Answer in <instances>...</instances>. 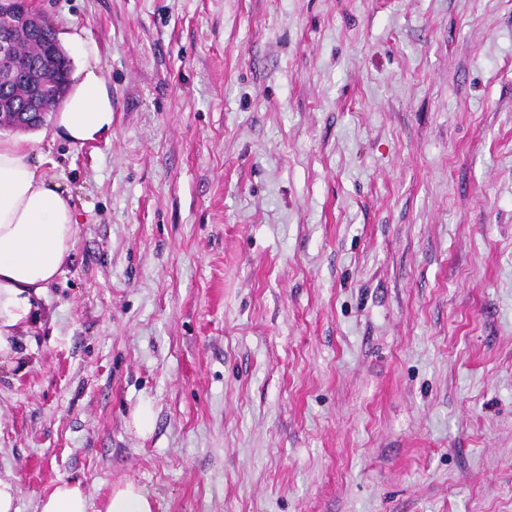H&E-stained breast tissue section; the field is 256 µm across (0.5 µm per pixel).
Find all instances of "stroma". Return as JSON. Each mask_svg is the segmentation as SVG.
Listing matches in <instances>:
<instances>
[{
  "instance_id": "stroma-1",
  "label": "stroma",
  "mask_w": 512,
  "mask_h": 512,
  "mask_svg": "<svg viewBox=\"0 0 512 512\" xmlns=\"http://www.w3.org/2000/svg\"><path fill=\"white\" fill-rule=\"evenodd\" d=\"M31 6L112 129L27 133L79 224L0 366L17 512H512V0ZM129 429L138 437L145 438L153 431V407L150 399H142L130 414ZM38 512H88L85 489L80 483L62 481L40 501ZM104 512H154V502L134 481L112 487Z\"/></svg>"
}]
</instances>
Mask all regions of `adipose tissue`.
<instances>
[{"label":"adipose tissue","instance_id":"obj_1","mask_svg":"<svg viewBox=\"0 0 512 512\" xmlns=\"http://www.w3.org/2000/svg\"><path fill=\"white\" fill-rule=\"evenodd\" d=\"M112 128V95L92 54L55 117V133L73 145ZM34 155L27 137L0 138V356L13 354L22 329L36 322L37 300L68 262L77 233L72 196Z\"/></svg>","mask_w":512,"mask_h":512}]
</instances>
